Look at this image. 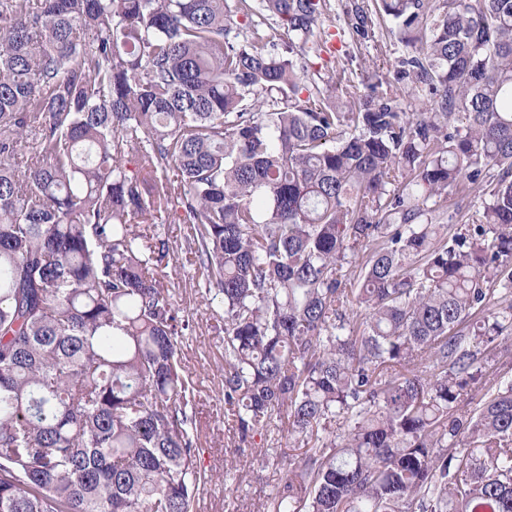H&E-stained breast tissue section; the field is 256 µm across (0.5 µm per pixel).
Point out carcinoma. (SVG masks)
I'll use <instances>...</instances> for the list:
<instances>
[{
  "label": "carcinoma",
  "mask_w": 512,
  "mask_h": 512,
  "mask_svg": "<svg viewBox=\"0 0 512 512\" xmlns=\"http://www.w3.org/2000/svg\"><path fill=\"white\" fill-rule=\"evenodd\" d=\"M327 10L0 0V512H196L190 319L138 230L170 208L224 307L239 444L306 447L266 512H512V0L352 6L363 39L395 23L421 112L300 96ZM459 206H458V204ZM481 199L478 197V192L475 194V192H471V194L463 200V202L460 201V197L454 194L448 195L447 202H445V205H447L448 208V216L449 220L447 218V221L445 220L444 224L448 225H454L453 228L457 227L455 225L464 224V222L467 219L469 209L474 210L473 205H480Z\"/></svg>",
  "instance_id": "obj_1"
}]
</instances>
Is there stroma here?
Returning a JSON list of instances; mask_svg holds the SVG:
<instances>
[{"instance_id": "obj_1", "label": "stroma", "mask_w": 512, "mask_h": 512, "mask_svg": "<svg viewBox=\"0 0 512 512\" xmlns=\"http://www.w3.org/2000/svg\"><path fill=\"white\" fill-rule=\"evenodd\" d=\"M350 3L351 0H329L324 32L302 59L308 73L325 78L343 76L362 93L369 92L376 80L387 81L399 91L404 111H419L420 95L412 93L406 81L397 77L398 61L407 55L408 48L393 22L380 18L374 36L361 39L347 25ZM180 228L178 213L170 210L163 213L156 231L169 238L173 246L170 263L163 270L164 278L173 290L176 305L193 319L191 331L179 346L184 367L195 385L201 461L214 476L197 512H263L277 482L289 468L299 464L303 451L287 436H280L273 444L270 458L249 455L246 477L225 481V461L237 455L238 444L232 424L224 416L223 307L203 299L194 270L185 260L187 245L179 237Z\"/></svg>"}]
</instances>
